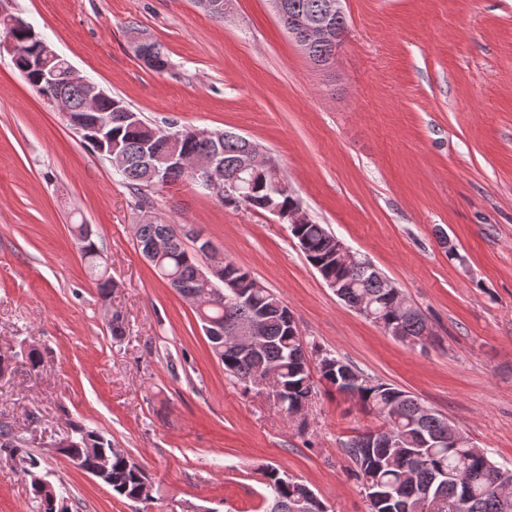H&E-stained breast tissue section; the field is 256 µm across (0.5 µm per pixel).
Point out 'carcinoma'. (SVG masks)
Listing matches in <instances>:
<instances>
[{"label":"carcinoma","instance_id":"carcinoma-1","mask_svg":"<svg viewBox=\"0 0 512 512\" xmlns=\"http://www.w3.org/2000/svg\"><path fill=\"white\" fill-rule=\"evenodd\" d=\"M324 4L326 0H288V19L302 13L314 15ZM63 95L77 115L85 113L89 107L86 92L79 86L68 88ZM149 127L151 124L146 121L139 129L114 127L112 142L120 151L134 155L149 138ZM223 137L224 169L229 170L239 158L244 143L238 134L230 131L223 132ZM120 176L140 195L141 204L149 205L147 172L131 167ZM243 189L248 197L246 202H235L221 192L217 193V198L226 206L264 212L271 204L288 209L297 201L279 171L274 175L252 174L247 177ZM73 230L79 251L91 273L97 277L98 294L106 300L113 287L102 270V250L93 239L84 236L83 225L75 224ZM164 230L174 232L168 224H138L135 238L143 241ZM291 235L306 260L321 265L323 277L342 282L345 305L366 301L371 305V314L378 326L399 329L403 342L411 344L420 339L426 330L423 314H405L399 304L389 297L380 279L363 265L350 268L336 264V242L324 225L314 221L298 224ZM198 266L196 251L187 249L179 241L166 257L154 265V270L184 296L194 286ZM226 271L247 293V298L242 302H229L221 294L209 301L206 307L197 309L198 320L209 317L220 322L227 318L244 321L261 313L266 317L268 342L261 359L257 360L241 355L224 337L210 336L208 341L213 354L224 364L225 371L245 383L251 379L258 361L275 365L280 369L279 382L284 388L285 404L282 410L289 415L304 410L314 390L308 343L299 327L287 325L283 318L286 306L275 293L265 286L255 287V279L231 261L226 265ZM318 365L322 380L337 392L356 399L383 420L379 428L360 433L345 445V451L354 464V474L361 485L380 486L397 497H403L406 512H421L422 490L434 480H443L442 496L448 500L446 508L449 509L458 498L454 492L456 482L467 478L471 483L469 497L467 501L455 504L458 512H512V468L496 463L486 452L481 455L476 453L466 436L457 438L453 448L430 440L431 436L445 430V416L438 413L418 416L414 401L404 394V390L364 374L339 357L325 355ZM17 440L19 437L11 425L1 422L0 451L14 455L18 452V447L14 445ZM56 445L69 464L77 463L85 469L94 467L101 453L107 452L112 474L110 488L113 493L129 501H136L143 486L150 482L145 467L140 463L127 466V455L112 452V442L96 427L72 423L70 431L61 436ZM412 463L416 464V473L414 478L408 480L406 474ZM34 468V461L28 459L22 472L29 478L37 512H65L63 497L54 486L42 484ZM264 478L269 492L267 512H294L308 490L305 484L285 478L277 468L266 469Z\"/></svg>","mask_w":512,"mask_h":512}]
</instances>
